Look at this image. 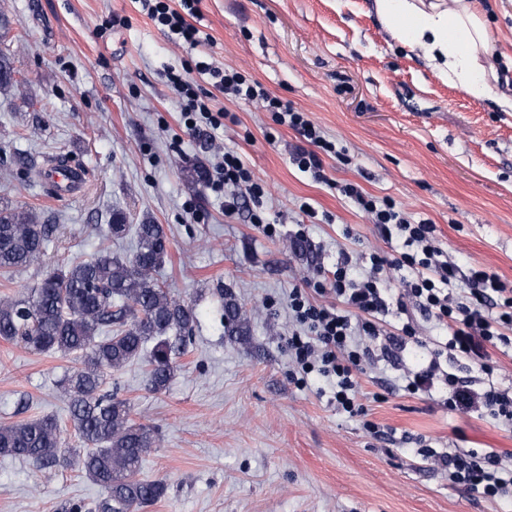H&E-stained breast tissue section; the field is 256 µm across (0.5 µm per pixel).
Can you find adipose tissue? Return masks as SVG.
<instances>
[{"label": "adipose tissue", "mask_w": 512, "mask_h": 512, "mask_svg": "<svg viewBox=\"0 0 512 512\" xmlns=\"http://www.w3.org/2000/svg\"><path fill=\"white\" fill-rule=\"evenodd\" d=\"M374 10L393 38L420 51L449 84L475 98L493 96L482 62L492 37L480 0H374Z\"/></svg>", "instance_id": "adipose-tissue-1"}]
</instances>
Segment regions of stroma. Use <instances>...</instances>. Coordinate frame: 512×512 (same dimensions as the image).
<instances>
[{
    "instance_id": "obj_1",
    "label": "stroma",
    "mask_w": 512,
    "mask_h": 512,
    "mask_svg": "<svg viewBox=\"0 0 512 512\" xmlns=\"http://www.w3.org/2000/svg\"><path fill=\"white\" fill-rule=\"evenodd\" d=\"M198 8L212 38L208 57L306 112L344 148L349 163L324 161L330 177L360 181L436 224L462 268H483L512 288V112L437 76L390 36L372 0H199ZM0 12L12 20L24 80L22 94L0 95V199L58 227L42 262L0 278V294L22 295L58 264L87 258L101 241L97 226L119 210L128 223L164 225L163 276L196 306L192 341L166 390L152 392L138 363L108 383L133 420L160 437L139 476L168 489L148 512H512V500L453 486L421 454L425 445L512 453V426L396 390L398 370L382 364L360 377L363 419L338 412L326 383L291 381L289 289L332 266L340 249L356 257L394 250L366 214L290 163L301 143L295 131L201 76L216 107L236 120L213 142L181 134L165 72L199 53L169 42L138 0H0ZM113 14L124 25L102 31ZM487 21L495 89L512 94V0H489ZM223 147L263 183L276 236L250 224L247 211L226 214L223 195L193 183L194 169L212 172ZM49 155L82 169L79 194L29 182V167ZM305 199L333 223H308ZM189 202L199 218L187 214ZM220 285L247 312L248 335H225ZM489 354L493 376L462 361L448 370L476 390L490 381L512 389V346ZM74 365L0 340V425L52 415L77 447L58 386ZM367 419L390 439L373 438ZM101 495L77 470L0 457V512H64Z\"/></svg>"
}]
</instances>
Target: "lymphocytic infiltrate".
Wrapping results in <instances>:
<instances>
[{"mask_svg": "<svg viewBox=\"0 0 512 512\" xmlns=\"http://www.w3.org/2000/svg\"><path fill=\"white\" fill-rule=\"evenodd\" d=\"M181 2L177 10L168 0H140L145 14L172 43L193 48L208 35L192 22L199 14L198 0ZM193 71L209 75L214 87L226 96L261 106L270 112L274 124L297 132L303 143L294 148L292 163L315 182L337 188L357 210L370 217L382 237L400 243L396 254H370L356 275L351 272L352 256L340 252L332 268L317 269L306 278L304 287L289 291L288 316L293 327L287 342L293 383L305 385L313 375L331 380L336 387L337 410L363 417L359 378L367 369L387 361L402 368L404 392L430 395L443 385L448 390L445 406L466 410L476 407L512 425L511 390L491 384L475 392L460 385L457 376L442 367L443 359L464 357L483 374H493L489 347L512 343V289L480 268H471L468 276H460L458 266L438 243L435 224L411 221L392 198L374 196L354 182L336 184L327 175L323 159L329 156L346 161L344 151L326 138L307 113L236 69L199 60L167 70V84L181 102L188 134L217 129L228 117L224 109H212L210 95L189 80ZM208 186L223 193L225 213L249 205L251 223L267 236L276 235L277 226L269 222L263 207L264 187L237 151H224ZM393 267L411 272L396 290L383 285L385 273ZM394 312L404 315L405 320L393 333L385 330L383 319ZM422 318L444 326L448 339L430 351L426 363L409 368L404 361L405 351L424 345L418 325ZM425 455L459 488L489 499L512 497V470L505 468L499 454L429 449Z\"/></svg>", "mask_w": 512, "mask_h": 512, "instance_id": "f902f5d3", "label": "lymphocytic infiltrate"}]
</instances>
